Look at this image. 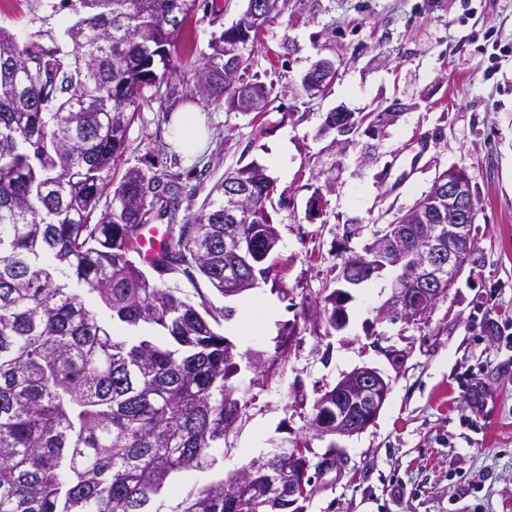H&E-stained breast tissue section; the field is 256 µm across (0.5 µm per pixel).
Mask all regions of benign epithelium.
<instances>
[{
	"label": "benign epithelium",
	"mask_w": 512,
	"mask_h": 512,
	"mask_svg": "<svg viewBox=\"0 0 512 512\" xmlns=\"http://www.w3.org/2000/svg\"><path fill=\"white\" fill-rule=\"evenodd\" d=\"M272 0H253L241 26L247 27L250 18H269L268 6ZM248 191L228 185L225 208L232 213L238 209ZM448 197V244L439 242L434 234L428 246L411 245L402 238L400 225L392 224L389 232L372 234L363 253H353L348 262L336 268V283L347 288L362 279L366 272L377 276L401 266L408 274L409 287L394 282L389 297L379 309L381 318L400 322H414L425 314L416 298L422 296L427 306L434 305L458 281L474 250L471 224L475 223L477 208L469 178L459 170H450L436 180L432 193L423 199L421 210L441 209L440 198ZM224 251L234 255L232 264L239 271L248 269L257 261V255L235 235L224 237ZM391 391L389 380L377 370L362 367L344 375L322 397L321 412L310 422V431L316 438L341 439L351 437L375 421L386 404ZM310 460L303 448L276 447L264 460L262 469L270 471L271 495L281 491L279 478L288 476V507H293L307 495L305 475Z\"/></svg>",
	"instance_id": "7a95c632"
}]
</instances>
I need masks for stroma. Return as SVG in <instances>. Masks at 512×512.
<instances>
[{"instance_id": "stroma-1", "label": "stroma", "mask_w": 512, "mask_h": 512, "mask_svg": "<svg viewBox=\"0 0 512 512\" xmlns=\"http://www.w3.org/2000/svg\"><path fill=\"white\" fill-rule=\"evenodd\" d=\"M59 2L0 0V26L62 38L74 16ZM211 19L199 10L189 27L192 51L169 98L142 107L126 165L177 168L180 224L226 171L266 167L279 275L228 299L206 282L167 278L234 308L220 331L239 354L231 382L241 414L214 464L175 474L155 507L172 512L287 439L308 437L312 455L325 454L329 440L308 430L313 404L369 366L391 378L389 398L363 432L339 440L341 465L311 471L304 512H512V0H282L244 76L270 91L261 113L189 98ZM322 59L333 61L334 80L305 91L304 76ZM181 112L210 132L191 159L171 143ZM331 112L350 114L355 128H325ZM413 141L423 145L414 156ZM449 169L466 173L478 205L475 249L455 287L418 323L381 321L386 271L350 289L346 326L329 329L324 299L341 255L362 250L374 225L411 208ZM349 228L357 236L346 237ZM281 345L285 358L269 373L250 368L248 354L271 356ZM392 348L406 351L402 365L391 363Z\"/></svg>"}]
</instances>
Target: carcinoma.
Segmentation results:
<instances>
[{
  "label": "carcinoma",
  "instance_id": "obj_1",
  "mask_svg": "<svg viewBox=\"0 0 512 512\" xmlns=\"http://www.w3.org/2000/svg\"><path fill=\"white\" fill-rule=\"evenodd\" d=\"M71 49L21 44L0 27V512H151L171 475L211 465L241 406L234 344L215 330L231 309L161 287L137 262L138 231L167 216L150 267L224 293L232 229L268 280L279 235L275 180L249 163L211 188L173 234L180 175L123 168L140 107L164 96L191 51L200 0H62ZM265 23L211 34L192 94L218 108L267 97L243 82ZM250 184L237 219L224 184ZM104 207H99V204ZM202 487L177 512H272L262 489Z\"/></svg>",
  "mask_w": 512,
  "mask_h": 512
}]
</instances>
